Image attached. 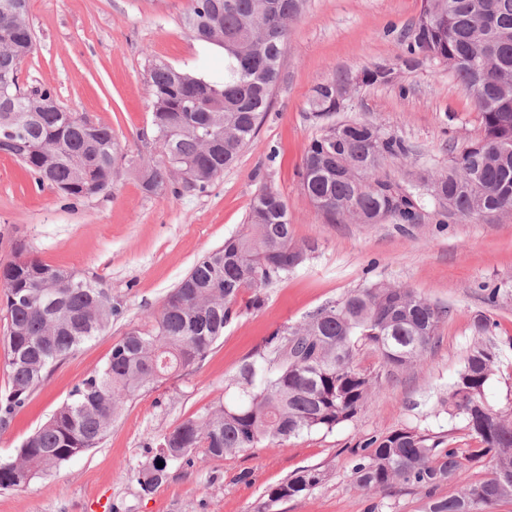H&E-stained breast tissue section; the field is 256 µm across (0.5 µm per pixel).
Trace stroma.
I'll return each instance as SVG.
<instances>
[{"label": "stroma", "mask_w": 512, "mask_h": 512, "mask_svg": "<svg viewBox=\"0 0 512 512\" xmlns=\"http://www.w3.org/2000/svg\"><path fill=\"white\" fill-rule=\"evenodd\" d=\"M190 0H29L26 21L36 49L21 66L28 86L48 85L64 109L111 126L128 158L154 157L146 72L152 61L221 73V51L192 40L184 26ZM422 0H307L291 24L270 108L235 163L202 189L174 185L145 193L123 168L111 195L80 201L37 185L14 158L0 154V265L24 254L96 283L119 314L32 393L27 406L0 425V459L67 400L74 385L107 360L130 328L149 323L166 295L205 253L223 246L248 221L265 187L288 205L294 238L312 245L309 259L273 280L260 307L243 310L192 368L129 400L97 447L20 489L0 490V512H418L422 491L354 486V452L366 437L417 426L469 444L464 422L441 405L483 315L500 355L486 388L490 404L512 405V212L479 220L442 215L420 203L414 224H360L316 209L297 174L319 127L307 117L312 87L336 73L393 67L392 82L361 86L344 113L367 119L410 145L385 170L400 184L411 173L447 167L482 133L476 112L446 64L424 58L404 65ZM373 284L406 286L448 306L435 342L407 368L362 361L373 376L365 408L332 432H314L277 447L247 448L220 460L171 465L152 492L134 473L152 456L160 434L236 394L240 367L278 328L303 322L322 305ZM496 297H489V289ZM316 466L325 481L267 507L268 492L297 470Z\"/></svg>", "instance_id": "1"}]
</instances>
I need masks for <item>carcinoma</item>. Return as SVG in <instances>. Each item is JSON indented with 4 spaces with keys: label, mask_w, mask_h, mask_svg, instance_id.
Returning a JSON list of instances; mask_svg holds the SVG:
<instances>
[{
    "label": "carcinoma",
    "mask_w": 512,
    "mask_h": 512,
    "mask_svg": "<svg viewBox=\"0 0 512 512\" xmlns=\"http://www.w3.org/2000/svg\"><path fill=\"white\" fill-rule=\"evenodd\" d=\"M304 5L191 0L186 28L195 41L223 50L224 72L207 80L162 60L150 64L157 158L138 168L146 193L157 194L177 180L187 189L202 188L236 160L269 109L289 22ZM26 11L27 0H0V42L13 47L12 54H0V153L68 199L109 193L127 165L112 128L96 121L86 126L88 117L59 107L48 86L19 84V64L35 48ZM421 55L454 60L453 74L481 116L482 136L448 167L423 170L403 188L381 169L387 159L409 154L405 140L370 121H329L338 111L336 88L350 83L348 74L339 73L317 83L308 99V117L320 133L304 150L301 188L316 208L360 224H410L424 195L465 220L512 211V0H422L404 64ZM312 251L294 240L281 196L261 189L246 230L199 259L151 327L126 332L103 366L76 384L11 458L0 459V489L25 487L96 447L127 401L206 356L236 316L242 293L250 292L252 307H259L272 279L288 276ZM0 299L8 319L9 390L0 397L5 425L55 367L112 325L118 308L95 283L32 256L0 266ZM450 314L411 288L372 285L276 330L240 368L235 400L162 433L156 454L136 471L137 482L152 491L170 464L192 453L222 459L304 433L333 431L371 395L373 378L359 364L363 354H375L385 367L411 366ZM489 327L485 316L474 321L478 337L444 400L449 414L464 419L475 444L452 447L416 427L373 435L360 443L352 468L357 488L424 490L421 512H492L512 504V409H495L485 394L500 364L499 350L485 338ZM464 460L487 462L491 475L448 497L431 495ZM324 478L320 468L304 467L271 488L268 501L299 497Z\"/></svg>",
    "instance_id": "carcinoma-1"
}]
</instances>
